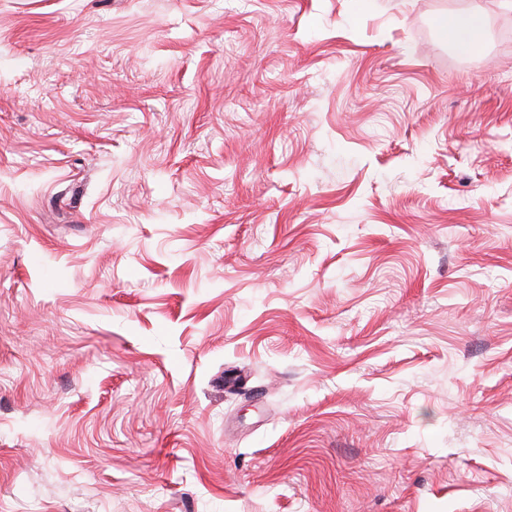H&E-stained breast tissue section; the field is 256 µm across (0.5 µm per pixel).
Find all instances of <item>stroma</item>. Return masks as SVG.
I'll list each match as a JSON object with an SVG mask.
<instances>
[{"mask_svg":"<svg viewBox=\"0 0 512 512\" xmlns=\"http://www.w3.org/2000/svg\"><path fill=\"white\" fill-rule=\"evenodd\" d=\"M0 512H512V0H0ZM439 28L444 38L456 45L475 48L484 38V19L476 10L448 14L439 20Z\"/></svg>","mask_w":512,"mask_h":512,"instance_id":"1","label":"stroma"}]
</instances>
